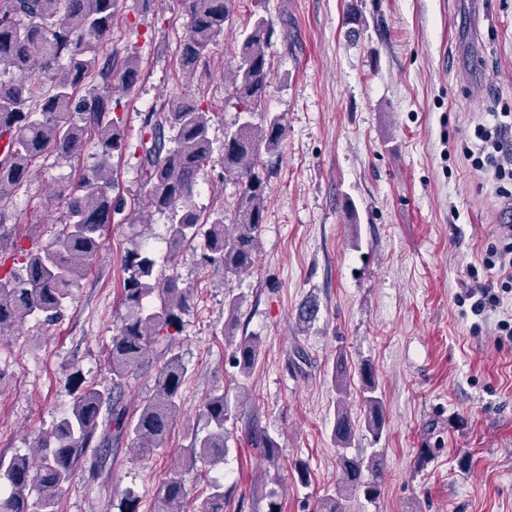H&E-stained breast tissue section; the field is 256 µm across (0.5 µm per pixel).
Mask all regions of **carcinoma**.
<instances>
[{
  "instance_id": "1",
  "label": "carcinoma",
  "mask_w": 512,
  "mask_h": 512,
  "mask_svg": "<svg viewBox=\"0 0 512 512\" xmlns=\"http://www.w3.org/2000/svg\"><path fill=\"white\" fill-rule=\"evenodd\" d=\"M188 34L180 46V65L193 70L224 37L232 18L234 0H180ZM120 0H0V140L7 142L0 154V253L23 260L18 268L0 262V336L10 334L26 318L41 317L47 323L61 315L71 288L91 269L103 247L101 230L120 213L112 198L110 171L100 164L84 174L81 194L59 190L65 197L63 229L55 244L31 242L24 247L13 241L5 224L3 207L14 189L43 157H79L88 140H95L102 159L128 148L122 126L112 109V82L129 92L141 69L133 54L115 62L103 55L112 40V22ZM270 25L255 16L243 33L233 95L242 104L239 119L224 131V175L233 176L240 192L230 224L224 213L204 217L193 198L196 175L210 161V113L199 105L183 102L145 115L146 134L137 148L148 186V204L169 216V249L195 245L200 267L237 278L250 270L256 258L263 223L267 183L262 176V154H273L282 142L283 116L265 111L269 70L266 47ZM260 114L261 122L253 121ZM150 250L136 246L124 257L121 326L112 337L109 364L112 390L86 385L76 391L52 429L37 442L33 459L0 456V512H55L60 493L84 458L95 446L108 452L123 440L141 452L164 445L180 412L178 393L187 366L174 351L176 336L183 331V316L193 306L194 293L179 278L155 269ZM154 296L159 304L146 306ZM159 363L153 394L137 405L123 402L130 377L149 363ZM260 353L257 336L235 342L230 364L241 375L250 372ZM332 379L338 395L333 437L340 452L342 491L378 496L383 471L378 455L350 454L355 430L346 398L347 367L336 359ZM359 398L364 408V427L373 442H380L384 414L379 386L371 366L361 372ZM202 415L212 429L194 435L183 460L192 468L199 460L216 461L226 451L224 422L229 408L224 394L209 395ZM250 443L266 461L277 463L280 451L258 426L248 427ZM115 512H138L139 499L131 491L112 502ZM157 512H224V483L215 479L201 499L189 500L178 476L164 482Z\"/></svg>"
}]
</instances>
